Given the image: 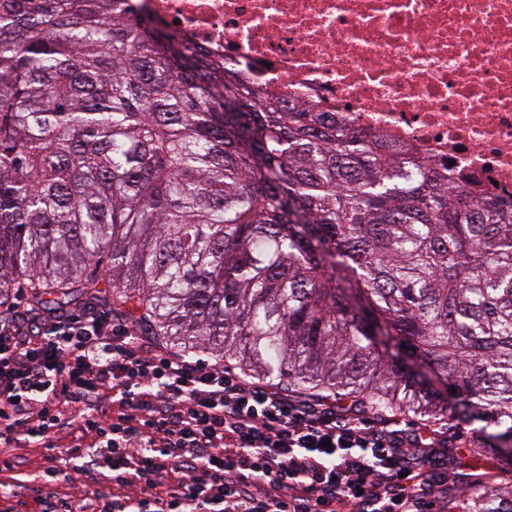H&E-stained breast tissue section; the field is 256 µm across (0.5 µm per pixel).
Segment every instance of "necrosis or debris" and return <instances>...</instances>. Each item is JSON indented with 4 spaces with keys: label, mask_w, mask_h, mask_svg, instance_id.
Segmentation results:
<instances>
[{
    "label": "necrosis or debris",
    "mask_w": 512,
    "mask_h": 512,
    "mask_svg": "<svg viewBox=\"0 0 512 512\" xmlns=\"http://www.w3.org/2000/svg\"><path fill=\"white\" fill-rule=\"evenodd\" d=\"M250 86L512 203V0H125Z\"/></svg>",
    "instance_id": "1"
}]
</instances>
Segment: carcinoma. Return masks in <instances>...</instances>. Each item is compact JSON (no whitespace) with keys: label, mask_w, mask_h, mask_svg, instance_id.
Wrapping results in <instances>:
<instances>
[{"label":"carcinoma","mask_w":512,"mask_h":512,"mask_svg":"<svg viewBox=\"0 0 512 512\" xmlns=\"http://www.w3.org/2000/svg\"><path fill=\"white\" fill-rule=\"evenodd\" d=\"M18 286L39 315L110 305L308 397L411 414L451 460L482 422L470 453L500 467L448 512H512V205L119 0H0L1 308Z\"/></svg>","instance_id":"obj_1"}]
</instances>
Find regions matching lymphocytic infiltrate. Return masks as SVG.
<instances>
[{
  "mask_svg": "<svg viewBox=\"0 0 512 512\" xmlns=\"http://www.w3.org/2000/svg\"><path fill=\"white\" fill-rule=\"evenodd\" d=\"M111 395V415L96 403ZM48 456L138 496L89 512H422L398 432L362 416L251 382L223 362L148 348L133 323L94 307L41 322L0 311V448L63 428Z\"/></svg>",
  "mask_w": 512,
  "mask_h": 512,
  "instance_id": "obj_1",
  "label": "lymphocytic infiltrate"
}]
</instances>
